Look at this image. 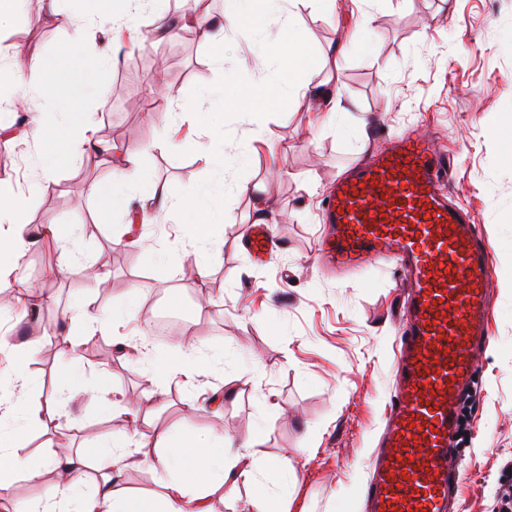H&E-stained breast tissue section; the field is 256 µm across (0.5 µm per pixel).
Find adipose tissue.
I'll list each match as a JSON object with an SVG mask.
<instances>
[{"label": "adipose tissue", "instance_id": "adipose-tissue-1", "mask_svg": "<svg viewBox=\"0 0 512 512\" xmlns=\"http://www.w3.org/2000/svg\"><path fill=\"white\" fill-rule=\"evenodd\" d=\"M267 2L247 0L246 7L234 6L226 10L222 25L207 28V38L216 61L224 59L225 26L246 24L256 30H264ZM265 52L279 63L283 75L280 87L253 84L243 93L232 81L223 88L198 91L195 97L197 110L208 111L210 104L217 101L224 107L258 116L298 109L302 101L310 97L306 75L313 60L295 23L283 24L277 39L266 42ZM31 73L39 74L44 96L63 100L70 95L71 87L60 78L56 60L30 57L17 49L0 57L1 82H21ZM200 154L213 171V178L200 183L195 192L185 198L172 201L160 193L155 196L157 207L179 211L185 223L190 224L191 234L198 245L194 269L199 274L207 266L208 250L216 246L224 234V212L220 207L224 198V146L210 144L202 147ZM126 156L127 169L113 172L108 181L96 188L102 210H128L130 192L144 176L141 150H127ZM49 187L50 180L45 176L33 182L28 192L13 194L9 208L0 209V223L8 227L6 234H0V288L17 289L25 297L32 295L34 289L21 276L19 259L34 237L57 246L56 273L89 274L100 282L108 276L107 271L90 268L81 261L70 246L71 235L62 234L58 225L34 227L27 222L24 212L28 199L46 192ZM27 317L31 323L27 340L10 346L17 363L15 375L22 394L17 402L0 407V491L8 490L21 478L38 482L47 470L53 472L55 485L51 494L28 503L22 512H212L210 502L213 496L234 489L243 480H253L258 485L247 503L246 512H272L268 490L287 478L288 467L281 459L257 466L250 453L251 448L261 442V435L257 432L240 442L226 437L214 439L211 446L186 457L179 450L181 423L175 420L139 440L133 448L104 443L94 448L79 449L70 455H45L37 463H30L28 457L17 450V429L48 432L60 409L75 397L76 392L68 387L45 404L30 402L28 395L33 381L28 366L48 331L38 325L37 311H29ZM148 446L155 447L156 454L151 464L164 473L165 480L160 492L144 505L124 485L122 474L127 468L141 464L142 450ZM186 469L193 471L194 484L182 480L181 473Z\"/></svg>", "mask_w": 512, "mask_h": 512}]
</instances>
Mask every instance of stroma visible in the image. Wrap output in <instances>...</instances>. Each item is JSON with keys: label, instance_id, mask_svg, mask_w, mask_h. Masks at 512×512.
I'll list each match as a JSON object with an SVG mask.
<instances>
[{"label": "stroma", "instance_id": "stroma-1", "mask_svg": "<svg viewBox=\"0 0 512 512\" xmlns=\"http://www.w3.org/2000/svg\"><path fill=\"white\" fill-rule=\"evenodd\" d=\"M183 9L182 0H159L154 14L119 33L107 22L79 30L77 0L53 6L25 0L21 12L0 20V47L57 59L73 90L64 102L40 103L44 125L60 112L88 113L95 129L83 162L73 164L66 143L48 133L29 135L27 112H16L11 138L0 137V185L26 191L38 158H53L52 187L30 200L25 218L77 227L82 260L110 272L102 285L52 278L56 249L25 252L23 275L47 283L55 295L40 312L50 334L30 372L54 392L76 361L85 369L81 392L49 432L20 434L21 446L38 456L92 448L108 434L135 443L146 425L112 421L103 412L108 392H120L158 423L180 416L182 439L194 446L219 434L240 440L261 431L256 461L288 457L296 481L289 512H366L361 491L394 391L399 273L383 261L343 278L324 272L317 260L319 214L353 164L413 128L435 134L447 151L448 199L471 212L494 268L490 343L476 358L482 387L460 457L467 476L458 512H503L496 487L512 460V0H337L332 12L318 0H274L271 30L294 16L318 61L311 87L341 92L348 116L336 127L320 112H275L261 120L219 106L196 113V90L231 77L244 86L275 84L281 73L274 60L261 57L262 34L243 27L225 29L220 64L204 38L153 40L152 29ZM366 15L371 24L364 30ZM77 39L82 47L75 52ZM110 49L118 63L102 75L99 96H87L94 63ZM167 87L185 90L186 98L169 103L162 95ZM166 136L173 147L158 148ZM219 137L231 161L226 223L203 280L183 274L194 253L174 211L139 214L123 240H114L113 225L126 218L100 210L95 188L122 159L100 155L97 145L146 146L147 177L136 199L157 190L177 198L210 175L194 143ZM242 181L257 194L238 193L234 185ZM260 207L277 241L263 263L242 245ZM135 290L140 305L114 335L91 333L69 318L76 301L118 309ZM173 296L190 310L207 303L181 344L201 347L214 364L195 387L170 382L163 410L157 380L122 347L138 342L153 306ZM216 395L224 398L223 415L185 412L188 400Z\"/></svg>", "mask_w": 512, "mask_h": 512}]
</instances>
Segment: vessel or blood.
I'll return each mask as SVG.
<instances>
[{
  "label": "vessel or blood",
  "instance_id": "1",
  "mask_svg": "<svg viewBox=\"0 0 512 512\" xmlns=\"http://www.w3.org/2000/svg\"><path fill=\"white\" fill-rule=\"evenodd\" d=\"M449 169L434 137L402 132L352 166L321 212L330 271L353 273L373 258L404 275L395 395L369 461L371 512H446L463 477L449 465L451 443L487 341L493 268L471 213L448 200ZM273 242L266 224L250 225L242 240L260 261Z\"/></svg>",
  "mask_w": 512,
  "mask_h": 512
}]
</instances>
